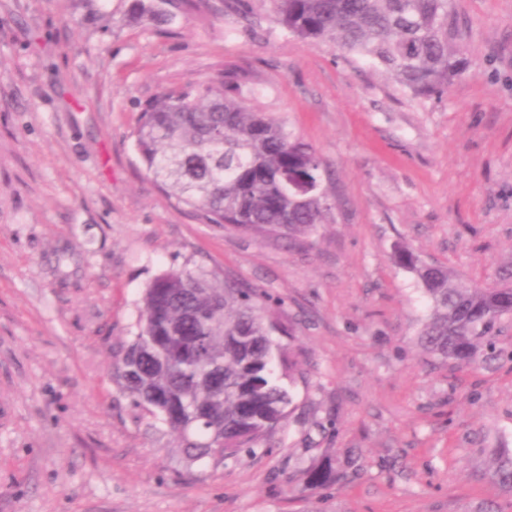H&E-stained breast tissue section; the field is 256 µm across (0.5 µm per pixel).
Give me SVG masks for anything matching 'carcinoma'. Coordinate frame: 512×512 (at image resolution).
<instances>
[{
    "label": "carcinoma",
    "mask_w": 512,
    "mask_h": 512,
    "mask_svg": "<svg viewBox=\"0 0 512 512\" xmlns=\"http://www.w3.org/2000/svg\"><path fill=\"white\" fill-rule=\"evenodd\" d=\"M271 2L289 32L371 60L415 97L444 94L467 70V58L450 46L459 31L450 0ZM231 84L219 75L149 104L135 133L139 160L162 189L175 190L178 202L201 210L210 224L246 234L282 231L294 241L311 234L331 210L321 159L285 122L230 96ZM394 262L415 274L431 309L418 333L426 353L461 367L499 359L495 338L498 323L512 317V270L486 286L409 249L396 250ZM139 327L115 364L116 377L135 405L179 434L187 462L253 453L286 425L292 395L283 373L295 361L273 334L291 332L270 318L256 290L220 285L202 269L166 270L143 292ZM197 349L222 360V403L209 376L177 372ZM495 468L512 486V454ZM335 474L336 461L321 459L303 471L302 483L323 487Z\"/></svg>",
    "instance_id": "obj_1"
}]
</instances>
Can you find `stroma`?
Here are the masks:
<instances>
[{"label":"stroma","mask_w":512,"mask_h":512,"mask_svg":"<svg viewBox=\"0 0 512 512\" xmlns=\"http://www.w3.org/2000/svg\"><path fill=\"white\" fill-rule=\"evenodd\" d=\"M0 0V512H512V362L424 354L406 247L472 283L512 267V0H451L469 68L440 97L280 25L270 0ZM323 160L302 242L207 223L140 162L157 97L221 73ZM262 291L294 330L286 426L187 463L112 372L168 269ZM336 458L334 483L301 472Z\"/></svg>","instance_id":"1"}]
</instances>
